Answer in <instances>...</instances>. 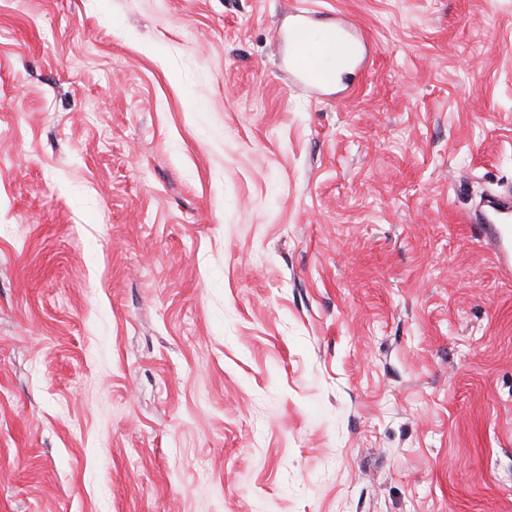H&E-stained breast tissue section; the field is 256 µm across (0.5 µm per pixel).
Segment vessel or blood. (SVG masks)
<instances>
[{
    "instance_id": "obj_1",
    "label": "vessel or blood",
    "mask_w": 512,
    "mask_h": 512,
    "mask_svg": "<svg viewBox=\"0 0 512 512\" xmlns=\"http://www.w3.org/2000/svg\"><path fill=\"white\" fill-rule=\"evenodd\" d=\"M309 15L299 12L288 29V69L297 88L313 91L333 83L332 75L321 71L320 58L324 47L311 40ZM364 44L362 35L352 27H343L337 37L339 52L350 61L358 60ZM484 230L489 243L501 254L504 263L512 269V199L488 200L475 219Z\"/></svg>"
}]
</instances>
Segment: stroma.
I'll return each instance as SVG.
<instances>
[{
    "instance_id": "35a3bbf8",
    "label": "stroma",
    "mask_w": 512,
    "mask_h": 512,
    "mask_svg": "<svg viewBox=\"0 0 512 512\" xmlns=\"http://www.w3.org/2000/svg\"><path fill=\"white\" fill-rule=\"evenodd\" d=\"M510 192L512 0H0V512H512ZM293 19L288 29V70L296 79L295 86L313 91L333 83L335 78L320 70L323 45L308 37L311 30L309 13L300 11ZM342 32H338L337 37V48L338 51L349 61L358 60L360 57V51L364 45L362 35L358 34L350 26L339 27ZM469 222L478 224L485 231L489 243L501 254L504 264L512 269V199L488 200L486 208Z\"/></svg>"
}]
</instances>
